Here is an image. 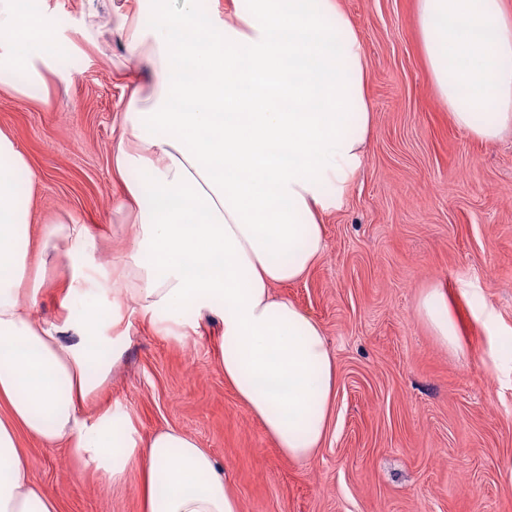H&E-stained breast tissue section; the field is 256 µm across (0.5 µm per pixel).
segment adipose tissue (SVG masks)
I'll use <instances>...</instances> for the list:
<instances>
[{"mask_svg": "<svg viewBox=\"0 0 512 512\" xmlns=\"http://www.w3.org/2000/svg\"><path fill=\"white\" fill-rule=\"evenodd\" d=\"M197 0H83L80 33L97 44L102 21L151 78L133 86L118 115L112 169L116 212L129 227L110 276L139 314L199 328L220 315L224 378L288 459L321 448L337 387L321 326L278 285L303 278L324 254L322 217L357 177L374 116L366 98L364 41L340 0H246L223 20H202ZM417 25L436 93L457 128L491 142L512 128V12L504 0H417ZM74 49L48 4L0 0V73L11 92L41 101L58 62ZM188 101L189 111L176 108ZM28 162L0 131V512H60L36 482L19 432L65 443L109 484L136 480L141 512H241L224 468L191 436L167 429L136 438L127 414L86 410L116 359L96 299L80 292L90 263L71 266L62 319L33 313L48 260L89 246L69 219L30 233L16 184ZM43 259H32L33 249ZM417 314L443 348L461 338L440 288Z\"/></svg>", "mask_w": 512, "mask_h": 512, "instance_id": "obj_1", "label": "adipose tissue"}]
</instances>
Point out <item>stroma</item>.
Returning <instances> with one entry per match:
<instances>
[{
    "label": "stroma",
    "instance_id": "obj_1",
    "mask_svg": "<svg viewBox=\"0 0 512 512\" xmlns=\"http://www.w3.org/2000/svg\"><path fill=\"white\" fill-rule=\"evenodd\" d=\"M361 32L374 127L356 181L324 219L326 249L301 281L276 286L321 325L338 370L330 427L310 462L285 457L224 379L218 316L164 331L126 300L122 357L91 408L137 433L175 428L224 466L242 512H512V132L484 143L459 130L432 85L417 0H340ZM79 49L49 80L50 104L0 88V130L34 176L32 230L87 224L86 258L107 270L116 234L115 116L145 65L103 25L82 42L81 0H50ZM448 290L463 349L418 318L421 291ZM479 296L496 331L474 316ZM61 512H140L136 480L117 489L79 471L65 445L19 435Z\"/></svg>",
    "mask_w": 512,
    "mask_h": 512
}]
</instances>
